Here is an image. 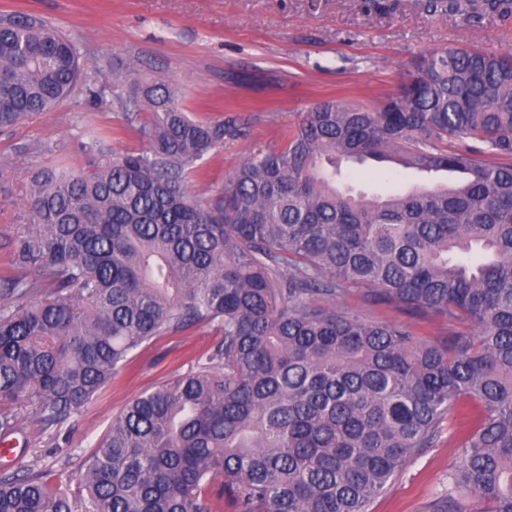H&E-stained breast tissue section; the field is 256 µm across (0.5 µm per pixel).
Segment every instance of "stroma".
<instances>
[{"label":"stroma","mask_w":512,"mask_h":512,"mask_svg":"<svg viewBox=\"0 0 512 512\" xmlns=\"http://www.w3.org/2000/svg\"><path fill=\"white\" fill-rule=\"evenodd\" d=\"M418 2L397 0L391 14L380 15L367 10L365 0H0V14L40 16L74 39L97 71L100 92L95 100L77 86L58 107L0 133V273L11 269L4 242L28 221L24 201L37 171L62 159L83 167L79 142L95 128L110 135L113 152L141 148L113 100V74L175 85L184 110L197 118L249 115L250 139L211 153L203 162L206 178L189 184L193 194L211 196L254 148H281L284 131L318 101L376 107L427 51L477 46L512 52V20L492 18L474 28L426 13ZM341 170L343 182L368 192L407 181L389 163H345ZM336 305L367 321L403 324L424 340H445L456 329L443 318L375 302L366 289L347 283ZM218 339L212 326L158 338L60 429L42 430L31 410H21L22 430L7 440L18 463L77 487L83 457L113 416L141 393L206 364ZM458 459L457 433H441L434 447L401 467L369 512H428Z\"/></svg>","instance_id":"1"}]
</instances>
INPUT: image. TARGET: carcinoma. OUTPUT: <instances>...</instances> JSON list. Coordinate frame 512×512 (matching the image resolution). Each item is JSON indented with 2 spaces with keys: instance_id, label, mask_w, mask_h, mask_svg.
<instances>
[{
  "instance_id": "cac0c4a2",
  "label": "carcinoma",
  "mask_w": 512,
  "mask_h": 512,
  "mask_svg": "<svg viewBox=\"0 0 512 512\" xmlns=\"http://www.w3.org/2000/svg\"><path fill=\"white\" fill-rule=\"evenodd\" d=\"M421 6L472 27L512 16V0ZM81 83L95 93L69 38L0 16V132ZM116 100L147 108L145 148L89 134L88 167L38 171L5 242L21 274L0 276V439L18 404L63 426L160 336L221 340L112 419L76 490L0 472V512H368L456 420L461 462L429 512H467L460 493L512 512V52L421 53L379 107L312 106L212 197L189 180L250 138L249 116L195 119L177 88L130 77ZM341 160L460 178L381 196L338 185ZM339 282L475 329L419 340L337 309Z\"/></svg>"
}]
</instances>
